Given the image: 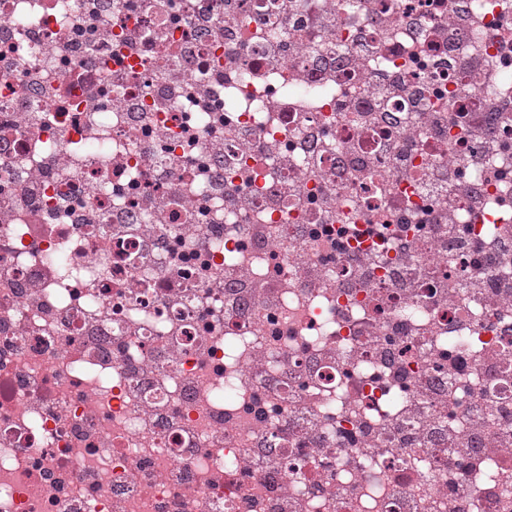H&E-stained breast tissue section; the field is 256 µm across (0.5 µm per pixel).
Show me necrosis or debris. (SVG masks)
<instances>
[{"label":"necrosis or debris","mask_w":512,"mask_h":512,"mask_svg":"<svg viewBox=\"0 0 512 512\" xmlns=\"http://www.w3.org/2000/svg\"><path fill=\"white\" fill-rule=\"evenodd\" d=\"M0 512H512V0H0Z\"/></svg>","instance_id":"obj_1"}]
</instances>
